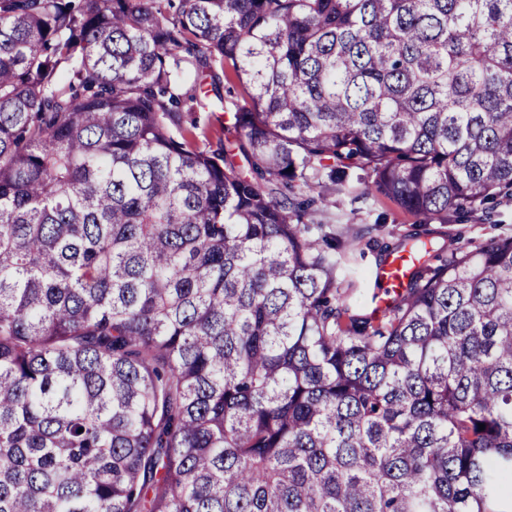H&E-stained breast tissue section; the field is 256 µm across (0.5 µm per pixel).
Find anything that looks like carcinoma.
I'll list each match as a JSON object with an SVG mask.
<instances>
[{
  "instance_id": "cac0c4a2",
  "label": "carcinoma",
  "mask_w": 512,
  "mask_h": 512,
  "mask_svg": "<svg viewBox=\"0 0 512 512\" xmlns=\"http://www.w3.org/2000/svg\"><path fill=\"white\" fill-rule=\"evenodd\" d=\"M351 173L512 200V0H0V512H512V237L363 314ZM215 70L221 79L220 92L223 100L216 98L211 93L208 101L210 112H199L196 114L200 120V127L206 128L207 133L206 140L202 134H199L201 130H197L198 137H196V142L200 147H205L206 145L207 147L212 146V149H216L218 137H222L221 128L224 126V119L230 113L237 112L245 104V99L247 98L245 88L239 83L231 67L225 68V76L218 65L215 66Z\"/></svg>"
}]
</instances>
